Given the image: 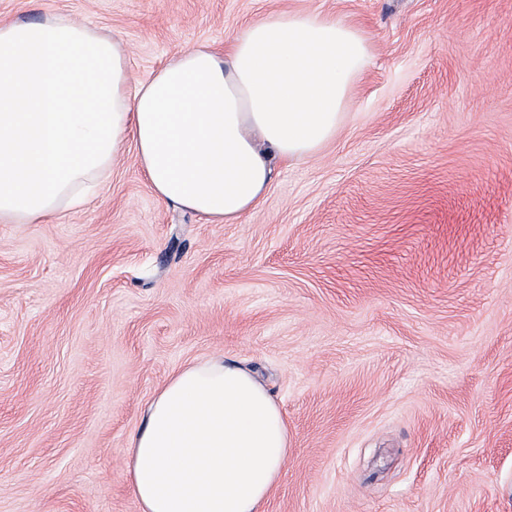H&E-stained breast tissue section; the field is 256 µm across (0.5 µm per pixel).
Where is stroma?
Here are the masks:
<instances>
[{
  "label": "stroma",
  "mask_w": 512,
  "mask_h": 512,
  "mask_svg": "<svg viewBox=\"0 0 512 512\" xmlns=\"http://www.w3.org/2000/svg\"><path fill=\"white\" fill-rule=\"evenodd\" d=\"M281 11L370 57L240 223L157 200L131 144L82 206L0 223V512H139L128 439L212 354L287 419L266 512H512V0H0L118 34L135 83Z\"/></svg>",
  "instance_id": "obj_1"
}]
</instances>
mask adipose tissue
<instances>
[{"label": "adipose tissue", "instance_id": "ef3b65f1", "mask_svg": "<svg viewBox=\"0 0 512 512\" xmlns=\"http://www.w3.org/2000/svg\"><path fill=\"white\" fill-rule=\"evenodd\" d=\"M369 56L356 27L316 12L268 15L128 87L120 36L62 15L0 23V222L81 205L127 143L156 198L236 224L277 165L335 140ZM288 461L276 399L239 364L182 366L127 445L140 512H265Z\"/></svg>", "mask_w": 512, "mask_h": 512}]
</instances>
